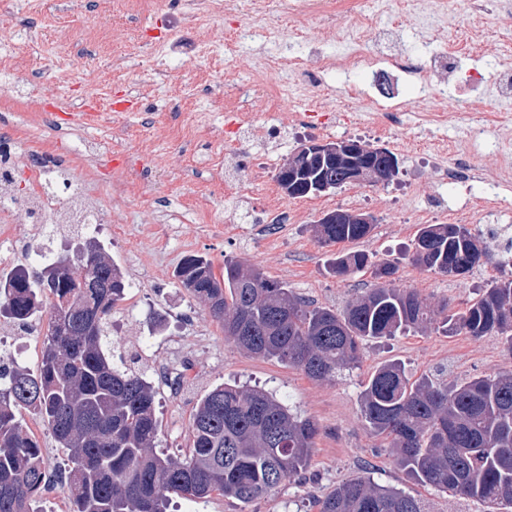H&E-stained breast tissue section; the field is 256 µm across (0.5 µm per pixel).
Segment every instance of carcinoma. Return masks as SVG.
I'll use <instances>...</instances> for the list:
<instances>
[{"label": "carcinoma", "instance_id": "cac0c4a2", "mask_svg": "<svg viewBox=\"0 0 512 512\" xmlns=\"http://www.w3.org/2000/svg\"><path fill=\"white\" fill-rule=\"evenodd\" d=\"M370 224H315L318 242L361 240ZM96 287L83 288L81 266L58 259L34 276L21 265L0 279V316L26 328L43 309L49 324L37 372H0V512H34L46 484L35 437L14 409L38 416L68 449L71 512H166L171 495L214 492L247 504L309 465L319 428L256 389L222 385L192 415V443L181 462L154 452L156 392L143 374L112 361V310L128 283L101 245ZM484 241L462 224H426L413 262L445 275L469 273L487 258ZM368 266L359 251L336 257L333 273ZM397 267L378 266L381 285L340 311L316 306L284 282L233 258L216 276L203 255L184 257L180 287L207 306L224 336L248 353L295 367L317 381L354 367L368 339L439 324L448 334L496 335L512 354V276L481 289L466 310L448 315L396 285ZM361 413L371 432L390 439L393 462L421 482L492 508L512 507V372L444 383L410 381L397 363L370 376ZM320 512H426L422 502L368 478L350 479L320 503Z\"/></svg>", "mask_w": 512, "mask_h": 512}]
</instances>
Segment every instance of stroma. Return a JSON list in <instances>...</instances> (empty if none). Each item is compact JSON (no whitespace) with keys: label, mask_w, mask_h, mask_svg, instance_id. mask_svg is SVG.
<instances>
[{"label":"stroma","mask_w":512,"mask_h":512,"mask_svg":"<svg viewBox=\"0 0 512 512\" xmlns=\"http://www.w3.org/2000/svg\"><path fill=\"white\" fill-rule=\"evenodd\" d=\"M35 2L37 23L16 44V56L29 61L28 71L20 72L16 57L0 53V97L19 103L15 110L0 109V130L23 141L14 193L20 196L29 190V147L45 145L72 162L69 168L48 172L53 189L67 181L82 184L109 211L111 223L92 226L78 236L58 235L51 247L57 255L72 258L85 240H95L130 281L113 316L115 353L138 357V367L146 374L180 378L178 387L156 386L157 452L178 459L188 454L198 400L224 383L264 389L319 427L305 479L284 483L248 504L217 493L205 498L176 496L169 512H319V500L357 477L414 496L427 512H487L486 504L439 491L397 467L388 439L367 427L360 395L370 375L389 361L399 362L414 381L430 377L451 383L512 370V354L501 337L448 335L432 327L372 339L355 367L334 379L315 381L296 368L242 351L175 277L187 254L206 255L218 274L224 271L225 258L233 257L286 282L314 305L339 310L377 285L368 269L345 278L332 271L338 253L362 251L373 264L396 265L398 284L417 291L431 308L464 311L488 281L512 274V250L492 232L494 225H512V205L492 216L478 207L463 216V224L487 243L491 253L468 275L446 276L413 263V243L422 225L416 212H426L428 223L447 224L449 206L470 197L463 186L441 188L437 165L419 152L420 143L431 136L458 149L464 146L467 118L444 128L422 125L418 119L425 108L456 110L454 81L444 79L429 88L409 80L390 84L388 91L403 104L406 116L380 138L370 130V103L347 96L351 86L368 83L363 67L328 75L319 87L298 81L288 110L250 107L237 141L228 146L224 125L234 111L226 102L252 81L260 55L270 49L285 55L299 52L293 35L297 28L330 51L342 52L339 38L350 25L346 14L322 22L275 21L273 39L242 42L233 56L220 61L211 101L201 105L194 74L207 60L199 47L230 38L236 27L250 24L249 16L214 15L205 25L186 26L180 0H163L157 12L139 16L127 15L123 0H109L110 47L101 59L91 61L86 57L83 28L88 14L82 0H71L66 7L58 0ZM118 98L132 107L124 111L123 132L117 136L112 102ZM52 101L67 112L95 105L99 117L90 126L43 127L34 117ZM310 109L324 112L323 125L293 133L296 115ZM145 112L156 115L147 125L141 122ZM183 113L200 122L189 140L170 133ZM346 139L392 152L398 159L397 175L382 185L353 183L307 197H285L297 215L295 222L266 223L265 203L279 191L276 174L288 157L312 141ZM143 146L153 155L150 172L111 191L117 168L136 162ZM353 196L359 199L358 211L373 218L370 234L349 244L317 242L313 224L326 213L347 209ZM0 232L15 248L9 259L0 243V275L15 264L36 269L35 252L43 238L33 233L24 212L0 213ZM47 328L43 317L34 320L24 335L0 334V349L28 370H37Z\"/></svg>","instance_id":"stroma-1"}]
</instances>
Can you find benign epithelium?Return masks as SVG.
I'll return each mask as SVG.
<instances>
[{"instance_id":"1","label":"benign epithelium","mask_w":512,"mask_h":512,"mask_svg":"<svg viewBox=\"0 0 512 512\" xmlns=\"http://www.w3.org/2000/svg\"><path fill=\"white\" fill-rule=\"evenodd\" d=\"M303 161L296 157L288 159L281 172L287 192L297 194L311 189L321 192L330 189L331 184L323 181H303L297 179V173L306 171L312 166H334L341 173L344 182H367L374 185L388 182L397 171L398 163L390 155L375 150L355 140L314 143L303 147ZM329 224H370L372 218L363 213H349L338 210L323 216Z\"/></svg>"}]
</instances>
